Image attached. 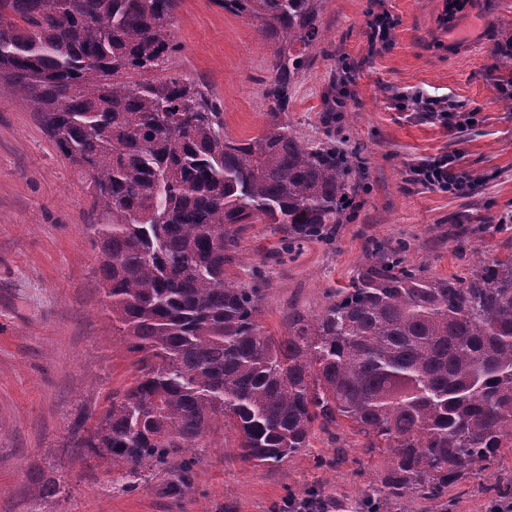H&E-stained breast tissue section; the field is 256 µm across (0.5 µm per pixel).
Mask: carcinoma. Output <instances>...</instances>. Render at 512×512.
Here are the masks:
<instances>
[{"label":"carcinoma","mask_w":512,"mask_h":512,"mask_svg":"<svg viewBox=\"0 0 512 512\" xmlns=\"http://www.w3.org/2000/svg\"><path fill=\"white\" fill-rule=\"evenodd\" d=\"M177 2L0 0V77L90 173L106 310L133 355L132 380L73 453L110 488L170 472L180 491L217 429L236 430L241 457L273 465L347 423L390 460L358 507L423 500L448 512V491L512 453V259L476 242L465 274L439 278L374 240L316 313L288 315L286 336L264 330L263 289L229 272L248 225L277 224L290 245L330 241L367 169L288 120L326 0H221L275 46L268 120L246 142L224 132L195 79L149 77L177 51Z\"/></svg>","instance_id":"1"}]
</instances>
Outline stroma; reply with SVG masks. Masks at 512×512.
Wrapping results in <instances>:
<instances>
[{
	"label": "stroma",
	"instance_id": "35a3bbf8",
	"mask_svg": "<svg viewBox=\"0 0 512 512\" xmlns=\"http://www.w3.org/2000/svg\"><path fill=\"white\" fill-rule=\"evenodd\" d=\"M388 11L398 20L389 48L371 47L366 20ZM494 15L482 30L484 12ZM322 36L295 85L288 118L299 136L335 138L368 158V195L330 242L286 246L274 224L250 225L241 243L238 280L266 290L261 323L288 333L294 311L319 310L328 290L349 285L371 239L403 243L406 265L448 277L464 271L471 239L488 257L512 258V109L505 93L512 72L495 49L512 40V0H326ZM173 32L179 46L166 74L201 81L224 113L225 132L257 136L266 121L263 82L273 47L257 22L224 10L219 0H178ZM347 57L351 115L336 128L324 121L325 99ZM448 98L473 113L449 130L421 118L404 98L416 91ZM453 153L480 183L456 197L407 183L410 166ZM86 171L61 156L34 107L0 79V512H269L288 495L317 487L345 504L388 472L386 454H367L348 426L318 433L313 446L277 465L242 459L237 435L224 428L194 467L190 486L169 493L166 475L132 493L108 490L102 470L72 453L79 421L94 417L107 395L129 380L133 361L103 304L92 244ZM345 460L334 464L337 448ZM502 468H512V457ZM499 468V469H502ZM489 468L453 494V512H488ZM66 491L42 497L43 480Z\"/></svg>",
	"mask_w": 512,
	"mask_h": 512
}]
</instances>
